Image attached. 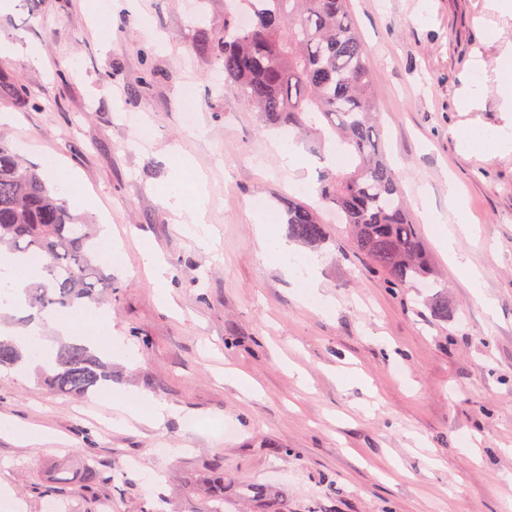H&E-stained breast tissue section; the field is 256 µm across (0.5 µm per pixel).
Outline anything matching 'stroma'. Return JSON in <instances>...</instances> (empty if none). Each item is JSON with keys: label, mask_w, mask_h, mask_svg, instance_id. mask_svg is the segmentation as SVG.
Returning a JSON list of instances; mask_svg holds the SVG:
<instances>
[{"label": "stroma", "mask_w": 512, "mask_h": 512, "mask_svg": "<svg viewBox=\"0 0 512 512\" xmlns=\"http://www.w3.org/2000/svg\"><path fill=\"white\" fill-rule=\"evenodd\" d=\"M486 0H350L369 49L387 156L402 175L410 215L448 294L434 319L427 288H387L345 225L315 248L320 291L332 308L298 299L263 258L253 199L279 219L280 198L312 204L325 166L313 140L300 169H284L281 138L223 82L210 51L224 0H12L0 43L37 48L41 66L0 56V134L30 161L51 159L57 179L95 196L122 242L112 263L103 340L123 337L135 363L112 358V388L167 407L160 422L116 424L111 399H74L33 372H0V421L42 433L46 446L0 431V512H46L57 466L94 467L60 512H196L187 484L224 471V512H512V152L468 154L472 125L512 124V17ZM193 97H186V88ZM478 89L473 108L462 100ZM196 115L194 127L183 112ZM151 130L140 139L128 116ZM190 158L207 181L210 250L156 193ZM464 195L477 239L456 248L483 273L476 298L438 245L418 201L448 209ZM168 264L164 282L143 249ZM492 307H485V300ZM353 368L359 381L340 382ZM93 456H85V449ZM174 453L162 463L155 449ZM262 485L270 497L251 496Z\"/></svg>", "instance_id": "obj_1"}]
</instances>
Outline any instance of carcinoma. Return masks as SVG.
Returning a JSON list of instances; mask_svg holds the SVG:
<instances>
[{"label": "carcinoma", "instance_id": "cac0c4a2", "mask_svg": "<svg viewBox=\"0 0 512 512\" xmlns=\"http://www.w3.org/2000/svg\"><path fill=\"white\" fill-rule=\"evenodd\" d=\"M211 50L224 86L263 121L299 135L325 133L350 154L352 163L321 172L320 204L347 225L358 251L391 287L429 284L432 259L383 150L374 76L348 0H224V37ZM282 204L289 237L311 247L324 243L328 229L317 210L291 198ZM1 250L42 259L41 278L25 288L33 314L12 319L15 326L112 298L99 226L73 214L42 166L25 162L2 139ZM430 309L435 319L448 320V295L436 293ZM38 355L37 345L25 349L0 331V370L23 371ZM41 377L58 394L83 397L112 383V362L89 344L60 337ZM75 482L62 466L38 492L62 497ZM193 491L204 500L203 512H224V484L200 479Z\"/></svg>", "mask_w": 512, "mask_h": 512}]
</instances>
